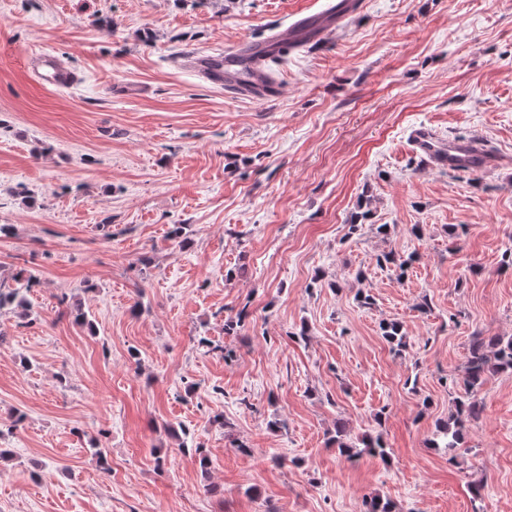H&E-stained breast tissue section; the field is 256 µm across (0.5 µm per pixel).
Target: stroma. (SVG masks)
<instances>
[{"label": "stroma", "mask_w": 512, "mask_h": 512, "mask_svg": "<svg viewBox=\"0 0 512 512\" xmlns=\"http://www.w3.org/2000/svg\"><path fill=\"white\" fill-rule=\"evenodd\" d=\"M361 2L258 100L176 57L323 0H0V282L38 279L0 311V512H512V373L456 460L437 430L512 336V0ZM418 127L499 162L428 166ZM33 65L40 82L55 88H71L81 83L82 76L66 68L61 60L52 54H39L33 58ZM346 437L345 429L342 425L336 427V445L341 454L347 455L349 458L366 453L371 456L384 457L386 455L385 445L383 444L381 435L375 438L365 436L360 439L363 448H359L355 443L344 441ZM355 450L354 449H357Z\"/></svg>", "instance_id": "35a3bbf8"}]
</instances>
